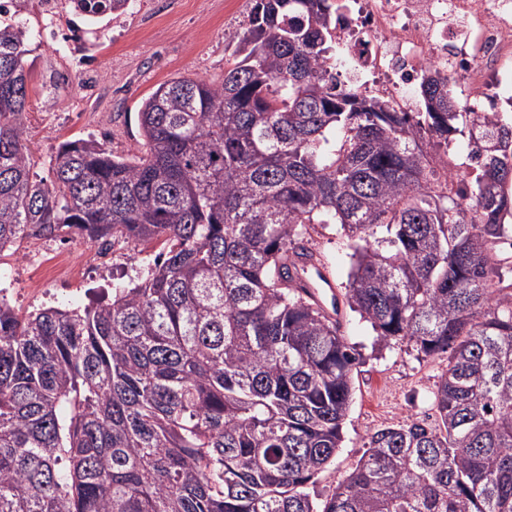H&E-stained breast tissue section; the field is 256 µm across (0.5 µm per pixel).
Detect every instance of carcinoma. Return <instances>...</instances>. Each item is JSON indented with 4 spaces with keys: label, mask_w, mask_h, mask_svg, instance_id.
<instances>
[{
    "label": "carcinoma",
    "mask_w": 512,
    "mask_h": 512,
    "mask_svg": "<svg viewBox=\"0 0 512 512\" xmlns=\"http://www.w3.org/2000/svg\"><path fill=\"white\" fill-rule=\"evenodd\" d=\"M129 2L71 0L92 20ZM339 9L256 0L222 81L142 104L145 150L65 143L45 180L27 31L0 26V254L68 230L160 246L107 302L0 301V512H512V118L432 67L420 112L340 81ZM313 224L349 241L377 345L448 355L440 423L375 431L321 507L358 358L300 281Z\"/></svg>",
    "instance_id": "obj_1"
}]
</instances>
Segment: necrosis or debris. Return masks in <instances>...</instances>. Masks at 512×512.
Returning <instances> with one entry per match:
<instances>
[{
    "mask_svg": "<svg viewBox=\"0 0 512 512\" xmlns=\"http://www.w3.org/2000/svg\"><path fill=\"white\" fill-rule=\"evenodd\" d=\"M336 25L353 72L389 99L423 66L462 76L473 98H512V0H344Z\"/></svg>",
    "mask_w": 512,
    "mask_h": 512,
    "instance_id": "1",
    "label": "necrosis or debris"
}]
</instances>
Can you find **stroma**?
I'll return each mask as SVG.
<instances>
[{
	"instance_id": "1",
	"label": "stroma",
	"mask_w": 512,
	"mask_h": 512,
	"mask_svg": "<svg viewBox=\"0 0 512 512\" xmlns=\"http://www.w3.org/2000/svg\"><path fill=\"white\" fill-rule=\"evenodd\" d=\"M43 0H23L21 17L30 35V80L24 126L33 170L50 177V164L62 143L94 140L113 155L133 157L142 141L138 112L161 84L179 77L220 80L230 59L229 34L244 31L254 0H132L120 14L90 23L69 0H54L44 14ZM309 246L345 294L349 272L347 240L337 225L315 224ZM80 269L71 279H52L31 289L32 271L50 258L52 241L22 243L0 257V297L21 315L48 306L82 307L114 283L144 270L155 248L118 242L101 257L96 243L73 238ZM343 332L359 355L353 378L344 441L334 460L315 476L309 490L324 500L346 479L378 429L406 421L434 426L439 415L433 395L445 356L426 357L406 343L374 344L360 315L346 311Z\"/></svg>"
}]
</instances>
